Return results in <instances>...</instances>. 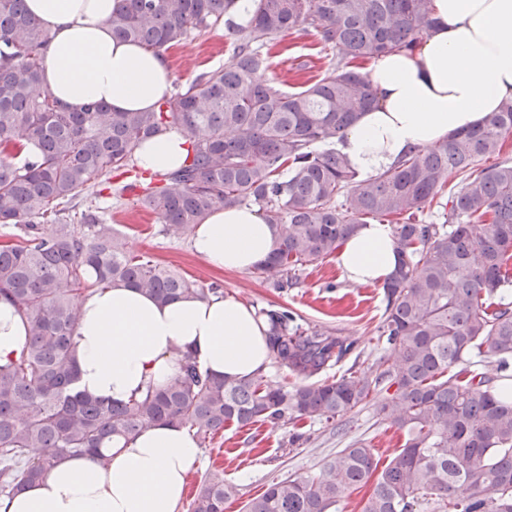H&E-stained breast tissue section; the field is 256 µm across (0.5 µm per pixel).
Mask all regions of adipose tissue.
<instances>
[{
  "instance_id": "obj_1",
  "label": "adipose tissue",
  "mask_w": 512,
  "mask_h": 512,
  "mask_svg": "<svg viewBox=\"0 0 512 512\" xmlns=\"http://www.w3.org/2000/svg\"><path fill=\"white\" fill-rule=\"evenodd\" d=\"M118 0H27L49 34L44 80L71 109L94 101L112 110L149 112L170 91L164 55L114 37L108 19ZM437 25L415 52L372 60L363 73L379 103L336 142L360 177L376 175L409 151L439 146L448 135L482 125L512 98V0H432ZM187 139L177 130L144 142L136 159L152 174L177 169ZM194 253L211 267L246 273L274 247L275 230L251 206L208 215L189 232ZM400 254L390 225H361L337 256L351 282L384 285ZM27 326L0 300V359L20 352ZM78 388L125 404L181 372L191 353L201 371L241 379L264 372L267 325L231 296L185 295L162 304L113 285L83 296L72 341ZM199 462L193 431L156 423L113 440L110 461L65 457L21 493L0 498V512H176Z\"/></svg>"
}]
</instances>
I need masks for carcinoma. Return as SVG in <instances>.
Instances as JSON below:
<instances>
[{
	"instance_id": "1",
	"label": "carcinoma",
	"mask_w": 512,
	"mask_h": 512,
	"mask_svg": "<svg viewBox=\"0 0 512 512\" xmlns=\"http://www.w3.org/2000/svg\"><path fill=\"white\" fill-rule=\"evenodd\" d=\"M233 0H120L112 34L154 52L192 35L228 27L231 60L204 71L149 112H114L100 102L64 106L43 79L47 31L25 0H0V224L23 231L0 245V298L29 318V341L0 364V497L41 480L66 456L105 466L106 445L152 424L176 423L210 435L234 423L278 425L333 420L383 391L385 420L405 433L378 469L373 449L355 441L316 476L271 483L242 512H329L342 495L371 485L363 512H512V100L475 130L448 135L430 151L404 155L360 178L333 145L377 97L359 65L414 50L433 24L432 0H254L244 24L224 18ZM288 32L311 33L337 61L295 92L264 77L263 48ZM170 129L188 139L183 164L142 181V208L167 230L188 231L209 214L255 203L275 228V245L257 270L275 287L324 259L369 217H397L401 261L383 285L380 338L395 354L367 374L328 371L355 348L330 329H304L283 308L263 309L271 359L300 380L270 385L261 373L214 378L189 354L164 388L126 404L74 390L72 355L79 312L74 298L126 284L165 303L204 289L151 260L131 255L93 209L80 223L68 204L108 177L134 169L141 144ZM460 188L445 193L450 175ZM443 210L444 223L419 220ZM55 227L48 231L38 220ZM495 373L479 371L481 363ZM224 473L201 481L192 512H224L235 496Z\"/></svg>"
}]
</instances>
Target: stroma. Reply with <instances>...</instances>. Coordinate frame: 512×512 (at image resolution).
<instances>
[{
	"label": "stroma",
	"mask_w": 512,
	"mask_h": 512,
	"mask_svg": "<svg viewBox=\"0 0 512 512\" xmlns=\"http://www.w3.org/2000/svg\"><path fill=\"white\" fill-rule=\"evenodd\" d=\"M234 40L233 34L219 29L171 47L165 56L173 78L186 82L223 66L231 57ZM332 55L314 36L296 33L271 49L267 76L281 88L294 91L318 79ZM126 183V178H116L84 193L69 206L71 220L79 221L87 206L97 207L124 235L131 254L167 266L199 287L219 288L221 295L236 297L255 309L285 308L302 327L327 328L355 340V351L333 368V375L374 369L384 353L378 339L386 305L382 289L350 282L332 256L300 267L295 287L284 291L254 270L212 269L194 254L186 235L168 232L155 214L141 208L136 197L125 192ZM378 406L374 399L329 422L307 419L279 427L262 422L242 428L228 425L200 444V463L190 476L188 489L196 491L208 472L223 471L225 482L238 490L237 497L225 503L224 512H240L246 501L262 494L273 480L317 475L325 458L357 440L373 448L380 464H387L404 444L405 435L383 419ZM295 433L301 439L294 444L290 437Z\"/></svg>",
	"instance_id": "35a3bbf8"
}]
</instances>
